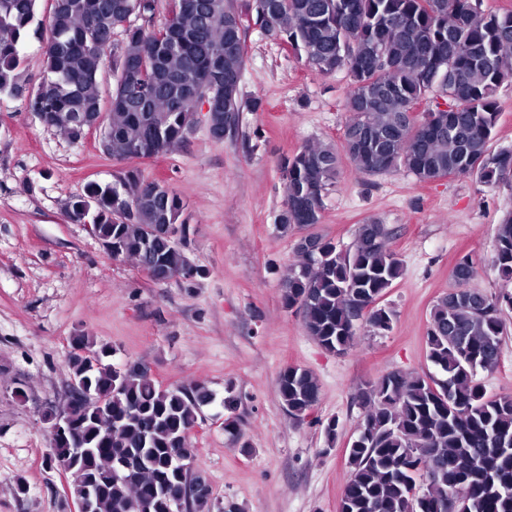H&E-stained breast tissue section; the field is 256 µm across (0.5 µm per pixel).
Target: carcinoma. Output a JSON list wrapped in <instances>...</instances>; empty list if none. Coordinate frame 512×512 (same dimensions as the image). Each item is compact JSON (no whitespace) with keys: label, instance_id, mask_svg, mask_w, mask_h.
Segmentation results:
<instances>
[{"label":"carcinoma","instance_id":"1","mask_svg":"<svg viewBox=\"0 0 512 512\" xmlns=\"http://www.w3.org/2000/svg\"><path fill=\"white\" fill-rule=\"evenodd\" d=\"M156 0H0V97L84 141L82 120L104 115L108 155L143 160L184 144L194 128V95L217 94L212 123L230 129L241 111L247 26L290 45L321 75L344 72L349 90L341 148L304 145L282 167L285 200L275 224L283 234L320 223L340 155L375 175L403 167L420 182L475 174L485 184L512 178V151H492L500 110L497 90L512 81V11L481 9L479 0H168L161 23ZM121 39H114L116 32ZM41 43L42 77L23 78L29 36ZM112 57L116 84L103 108L99 80ZM445 106L412 117L434 88ZM186 202L166 183L121 170L110 184L91 183L67 218L95 224L100 237L140 267L193 281L207 271L183 247ZM392 232L378 220L359 225L346 250L316 233L294 244L282 304L329 353H342L363 319L390 327L376 306L400 278ZM493 264L512 280V215L497 225ZM512 293L459 287L430 312L427 359L434 371L383 375L359 394L365 408L348 447L349 476L339 512H512V396L491 397L474 376L500 360L504 309ZM71 380L83 384L55 409L74 423L51 439L49 460L71 496L96 487L94 512H175L193 479L189 437L213 400L202 383L163 387L145 367L108 362L113 350L72 337ZM288 415L301 419L319 401L316 376L288 367L276 382ZM224 432L241 440L238 397L227 389ZM89 452L76 457L72 449ZM426 483L425 491L417 485ZM183 512H240L207 493Z\"/></svg>","mask_w":512,"mask_h":512}]
</instances>
